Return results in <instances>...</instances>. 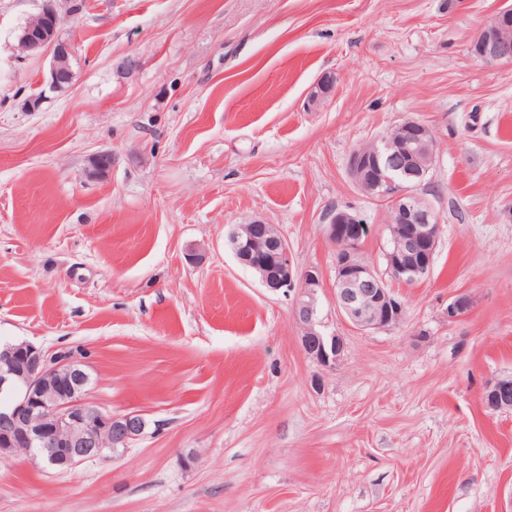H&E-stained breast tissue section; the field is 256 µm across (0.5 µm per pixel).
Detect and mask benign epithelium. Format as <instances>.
<instances>
[{"label": "benign epithelium", "mask_w": 512, "mask_h": 512, "mask_svg": "<svg viewBox=\"0 0 512 512\" xmlns=\"http://www.w3.org/2000/svg\"><path fill=\"white\" fill-rule=\"evenodd\" d=\"M64 14L55 0H48L35 22L22 30L19 44L31 54L52 55L50 86L58 91L74 79L70 65L72 47L60 36ZM475 59L495 65L512 62V8L507 7L484 23L476 39ZM334 78L324 76L308 92L307 106L317 107L329 94ZM403 138L400 154L384 155L379 144L369 152L357 151L351 160V175L358 179L368 163L386 159L389 176L384 178L387 201L400 217L397 227H388L393 248L386 252L392 278L416 283L432 269L441 225L434 209L418 195L420 183H407L408 168L399 155L413 156V146L425 140L435 144L428 125L414 119L399 123ZM112 169V152L93 155L89 174L103 177ZM351 213L336 211L327 233L336 245V288L338 311L359 329H381L399 325L404 305L386 282L357 258L359 241L369 235ZM237 260L253 269L270 292L294 296L292 309L302 327L303 351L324 369L336 365L345 343L330 331L321 316L319 274L299 272L287 241L272 224L255 220L239 224L231 232ZM0 460L20 453L39 455L53 468L68 472L92 458H107L126 451L142 439L148 427L135 412L112 413L90 401V376L83 361L67 355L49 354L28 342L0 345ZM483 399L492 411L512 410V374L497 377L484 386Z\"/></svg>", "instance_id": "7a95c632"}]
</instances>
